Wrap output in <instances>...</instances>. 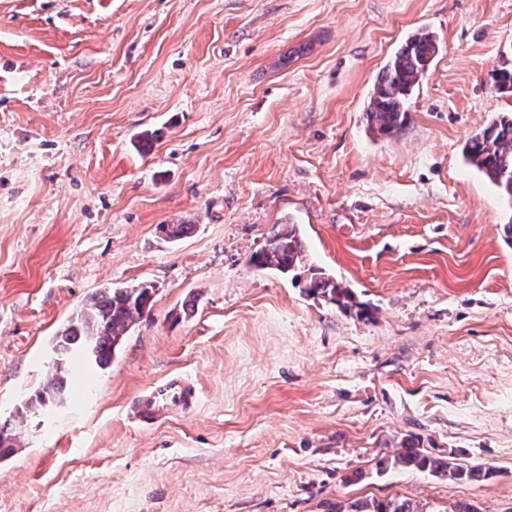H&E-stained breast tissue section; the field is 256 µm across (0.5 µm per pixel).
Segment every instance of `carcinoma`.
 Returning a JSON list of instances; mask_svg holds the SVG:
<instances>
[{"mask_svg": "<svg viewBox=\"0 0 512 512\" xmlns=\"http://www.w3.org/2000/svg\"><path fill=\"white\" fill-rule=\"evenodd\" d=\"M440 51L434 32L421 28L411 34L382 69L366 106L369 129L377 135H395L408 123L406 102ZM499 93H512V65L497 66L491 73ZM466 162L512 200V113L495 116L464 143ZM305 246L297 225L283 224L267 239L261 251L250 258L258 269L289 274L301 268ZM306 292L323 297L348 311L362 306L351 289L330 277L307 269ZM153 289L115 288L94 294L89 303L56 335L53 353L55 373L16 409L14 421L0 425V456L13 452L14 443L30 411L63 402L71 386V373L87 367L106 368L130 328L152 307ZM373 469L378 476L392 469L426 472L440 480L477 484L489 478L490 470L454 462L452 454L431 455L422 448L403 445L393 453L376 455ZM329 512H423L411 498L338 501Z\"/></svg>", "mask_w": 512, "mask_h": 512, "instance_id": "cac0c4a2", "label": "carcinoma"}]
</instances>
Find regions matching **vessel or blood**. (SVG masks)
<instances>
[{"mask_svg":"<svg viewBox=\"0 0 512 512\" xmlns=\"http://www.w3.org/2000/svg\"><path fill=\"white\" fill-rule=\"evenodd\" d=\"M198 399L195 386L181 377H170L140 394L133 410L144 425H152L186 410Z\"/></svg>","mask_w":512,"mask_h":512,"instance_id":"1","label":"vessel or blood"}]
</instances>
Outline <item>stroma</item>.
<instances>
[{
  "label": "stroma",
  "mask_w": 512,
  "mask_h": 512,
  "mask_svg": "<svg viewBox=\"0 0 512 512\" xmlns=\"http://www.w3.org/2000/svg\"><path fill=\"white\" fill-rule=\"evenodd\" d=\"M422 27L440 52L375 135V80ZM505 58L512 0H0V422L90 295L153 289L110 365L27 418L0 512H512V201L462 157L512 112ZM287 222L367 314L250 265ZM172 374L197 403L141 425ZM408 441L493 475L348 483ZM329 512H423L419 504L411 498L398 495L385 500L362 499L350 502L336 501Z\"/></svg>",
  "instance_id": "1"
}]
</instances>
